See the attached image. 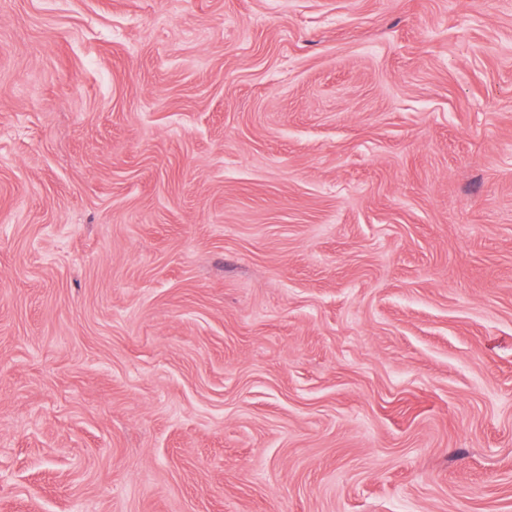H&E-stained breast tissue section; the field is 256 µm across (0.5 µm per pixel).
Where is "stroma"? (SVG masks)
<instances>
[{"instance_id": "1", "label": "stroma", "mask_w": 512, "mask_h": 512, "mask_svg": "<svg viewBox=\"0 0 512 512\" xmlns=\"http://www.w3.org/2000/svg\"><path fill=\"white\" fill-rule=\"evenodd\" d=\"M0 512H512V0H0Z\"/></svg>"}]
</instances>
